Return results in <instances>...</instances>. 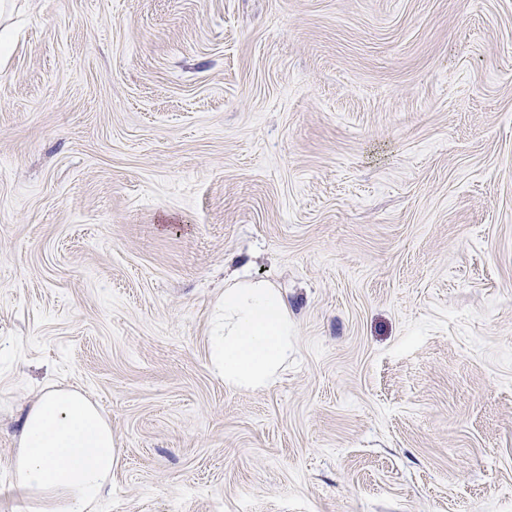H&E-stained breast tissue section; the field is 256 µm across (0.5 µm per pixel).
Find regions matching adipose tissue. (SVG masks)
<instances>
[{
    "instance_id": "ef3b65f1",
    "label": "adipose tissue",
    "mask_w": 512,
    "mask_h": 512,
    "mask_svg": "<svg viewBox=\"0 0 512 512\" xmlns=\"http://www.w3.org/2000/svg\"><path fill=\"white\" fill-rule=\"evenodd\" d=\"M295 325L281 295L245 278L225 288L211 322L207 353L212 374L245 391L268 387L293 347ZM14 487L29 512H92L121 451L112 426L82 392L49 387L20 420Z\"/></svg>"
}]
</instances>
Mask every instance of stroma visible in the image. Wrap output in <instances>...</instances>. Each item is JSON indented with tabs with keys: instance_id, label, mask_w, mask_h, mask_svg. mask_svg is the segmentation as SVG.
<instances>
[{
	"instance_id": "35a3bbf8",
	"label": "stroma",
	"mask_w": 512,
	"mask_h": 512,
	"mask_svg": "<svg viewBox=\"0 0 512 512\" xmlns=\"http://www.w3.org/2000/svg\"><path fill=\"white\" fill-rule=\"evenodd\" d=\"M0 512L81 391L97 512H512V0H12L0 12ZM247 272L296 326L225 388ZM216 309L207 343L210 371L229 388L268 387L295 336L281 295L265 281L245 278L224 289Z\"/></svg>"
}]
</instances>
